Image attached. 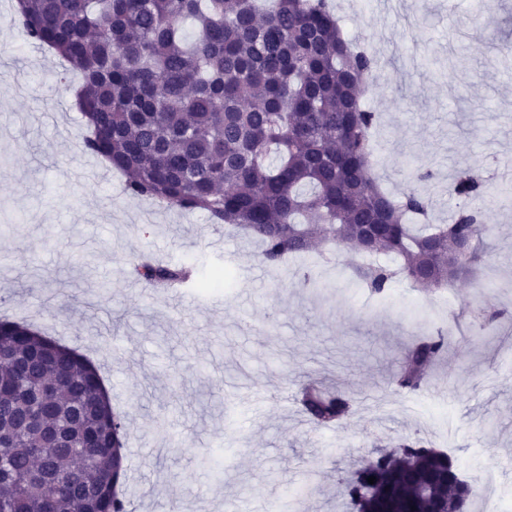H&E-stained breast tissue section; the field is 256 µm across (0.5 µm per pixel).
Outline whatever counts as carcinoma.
Masks as SVG:
<instances>
[{
	"mask_svg": "<svg viewBox=\"0 0 512 512\" xmlns=\"http://www.w3.org/2000/svg\"><path fill=\"white\" fill-rule=\"evenodd\" d=\"M28 39L82 77L85 153L125 176L134 197L200 211L258 239L264 262L354 247L378 261L353 267L371 294L397 280L429 291L470 275L485 225L484 180L461 171L448 224L428 219L415 188L395 201L373 175L365 80L375 58L341 33L329 0H18ZM194 23V35L183 28ZM156 288L195 272L152 258L134 266ZM448 351V332L407 349L393 383L415 392ZM305 412L339 423L351 399L310 383ZM39 421L26 424L34 407ZM125 418L97 367L23 321L0 318V512H126ZM408 466L382 454L348 487L352 502L401 510L462 508L473 489L449 478L448 455L404 441ZM376 482L368 483V477Z\"/></svg>",
	"mask_w": 512,
	"mask_h": 512,
	"instance_id": "cac0c4a2",
	"label": "carcinoma"
}]
</instances>
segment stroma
<instances>
[{
    "instance_id": "stroma-1",
    "label": "stroma",
    "mask_w": 512,
    "mask_h": 512,
    "mask_svg": "<svg viewBox=\"0 0 512 512\" xmlns=\"http://www.w3.org/2000/svg\"><path fill=\"white\" fill-rule=\"evenodd\" d=\"M16 0H0V315L24 318L100 364L126 415L129 496L136 512H341L345 486L377 452L411 434L448 454L466 480L493 466L512 489V195L494 166L512 158V0H386L342 19L377 47L417 44L416 60L385 57L364 99L384 126L374 173L393 197L410 187L447 223L459 166L492 192L485 239L494 260L450 296L403 281L375 295L338 253L273 270L258 242L199 212L129 197L124 178L82 150L78 75L28 41ZM426 181H417L422 172ZM231 269L229 288L154 290L134 258ZM329 289L301 287L299 268ZM499 313L487 329L457 318ZM448 354L432 391L401 392L403 351L438 327ZM315 380L348 392L351 415L330 428L294 398Z\"/></svg>"
}]
</instances>
